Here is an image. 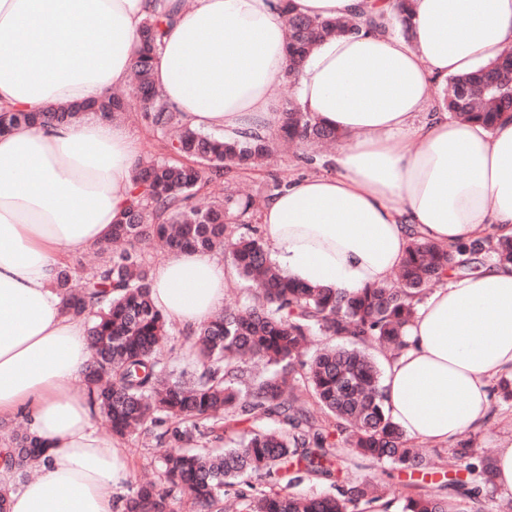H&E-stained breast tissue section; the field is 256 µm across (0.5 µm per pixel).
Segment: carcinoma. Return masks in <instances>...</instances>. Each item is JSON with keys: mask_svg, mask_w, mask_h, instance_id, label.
I'll use <instances>...</instances> for the list:
<instances>
[{"mask_svg": "<svg viewBox=\"0 0 512 512\" xmlns=\"http://www.w3.org/2000/svg\"><path fill=\"white\" fill-rule=\"evenodd\" d=\"M169 14L154 13L138 35L130 93L102 103L69 105L58 112L0 113V133L18 126L64 123L104 109L114 118L131 111L167 135L171 149L192 159L185 164L141 159L128 188V206L95 247L97 265L80 280L69 266L56 272L54 289L64 311L88 322L93 360L84 380L96 412L120 439L150 440L167 448L165 485L147 482L125 500L124 512H170L178 491L195 512H224V496L241 512H483L497 491L493 466L477 457L470 438L459 440L445 465L461 467L450 478L399 499L384 484L339 479L341 455L335 438L346 435L351 455L394 470L422 466L412 441L386 412L378 361L366 352L375 342L396 356L404 329L429 287L450 269L472 270L474 257L490 254L512 263V238L488 236L444 249L417 237L409 244L397 278L347 294L302 284L280 271L257 230L235 232L230 221L251 203L233 195L207 206L195 203L197 188L212 174L263 163L273 137H218L185 125L152 78L151 55ZM288 69L296 79L305 58L328 36L357 29L350 20L287 16ZM441 108L464 122L495 128L512 112V53L474 73L448 78ZM278 136L303 144H333L342 134L290 103ZM153 236L170 251H225L238 274L252 283L251 299L202 321L194 331L190 376L175 374L163 356L169 324L151 299L150 266L139 249ZM284 428L237 425L260 418ZM44 454L29 432L13 433L5 462L26 470ZM312 478L330 491L303 496L294 488Z\"/></svg>", "mask_w": 512, "mask_h": 512, "instance_id": "obj_1", "label": "carcinoma"}]
</instances>
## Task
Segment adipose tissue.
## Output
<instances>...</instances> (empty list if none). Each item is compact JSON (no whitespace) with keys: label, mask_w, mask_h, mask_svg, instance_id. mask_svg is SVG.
<instances>
[{"label":"adipose tissue","mask_w":512,"mask_h":512,"mask_svg":"<svg viewBox=\"0 0 512 512\" xmlns=\"http://www.w3.org/2000/svg\"><path fill=\"white\" fill-rule=\"evenodd\" d=\"M399 0H291L294 13L349 18L296 80V103L345 135L332 176L289 183L261 212L272 260L312 285L357 293L388 281L412 238L452 249L488 233L512 237V112L496 129L428 107L440 83L512 46V0H412L411 33L395 31ZM172 14L152 63L155 85L184 121L226 135L278 127L272 90L284 78L280 0H0V110L43 111L125 87L152 11ZM417 147L394 152L390 139ZM140 160L129 126L88 112L74 122L0 135V418H23L43 444L34 479L12 487L10 512H114L126 477L96 436L87 391L93 360L82 320L53 281L64 256L103 241L126 207ZM156 307L192 327L224 303L223 260L183 251L157 264ZM382 382L405 438L448 445L481 424L488 386L512 376V264L460 275L416 307Z\"/></svg>","instance_id":"1"}]
</instances>
